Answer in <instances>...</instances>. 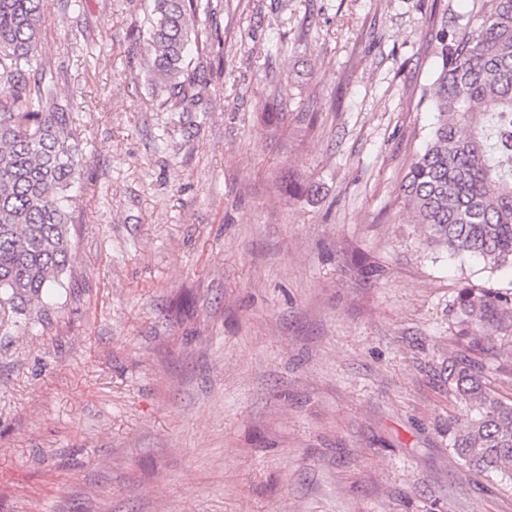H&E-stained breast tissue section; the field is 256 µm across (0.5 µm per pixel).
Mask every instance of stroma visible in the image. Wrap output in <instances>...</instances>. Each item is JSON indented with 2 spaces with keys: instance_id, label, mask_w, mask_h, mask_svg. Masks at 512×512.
Listing matches in <instances>:
<instances>
[{
  "instance_id": "1",
  "label": "stroma",
  "mask_w": 512,
  "mask_h": 512,
  "mask_svg": "<svg viewBox=\"0 0 512 512\" xmlns=\"http://www.w3.org/2000/svg\"><path fill=\"white\" fill-rule=\"evenodd\" d=\"M481 0H210L195 111L153 93L150 0H51L82 161L46 316L0 321V512H512L448 428L463 286L402 179L435 33Z\"/></svg>"
}]
</instances>
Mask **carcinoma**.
<instances>
[{
  "label": "carcinoma",
  "instance_id": "obj_1",
  "mask_svg": "<svg viewBox=\"0 0 512 512\" xmlns=\"http://www.w3.org/2000/svg\"><path fill=\"white\" fill-rule=\"evenodd\" d=\"M49 0H0V310L27 315L60 283L71 259L68 210L81 164L55 77L31 72ZM202 0H151L145 30L149 84L189 111L193 22ZM480 24L435 35L441 65L431 93L436 122L402 185L425 242L465 261L512 269V0H484ZM457 333L469 349L501 356L512 294L458 292ZM485 363L452 360L448 378L467 408L451 433L470 476L512 477V403L482 383Z\"/></svg>",
  "mask_w": 512,
  "mask_h": 512
}]
</instances>
